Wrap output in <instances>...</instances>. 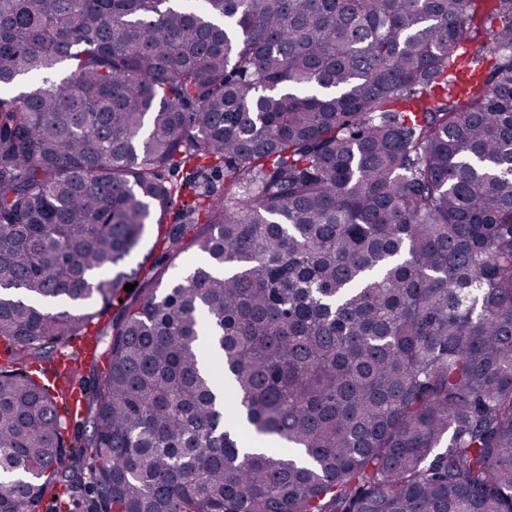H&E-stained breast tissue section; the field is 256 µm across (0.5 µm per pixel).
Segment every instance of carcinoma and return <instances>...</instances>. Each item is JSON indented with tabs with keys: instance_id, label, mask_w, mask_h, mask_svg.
<instances>
[{
	"instance_id": "obj_1",
	"label": "carcinoma",
	"mask_w": 512,
	"mask_h": 512,
	"mask_svg": "<svg viewBox=\"0 0 512 512\" xmlns=\"http://www.w3.org/2000/svg\"><path fill=\"white\" fill-rule=\"evenodd\" d=\"M486 2L0 0V512L55 483L512 512V0ZM151 225L168 286L122 303ZM88 326L107 371L69 447L29 367Z\"/></svg>"
}]
</instances>
